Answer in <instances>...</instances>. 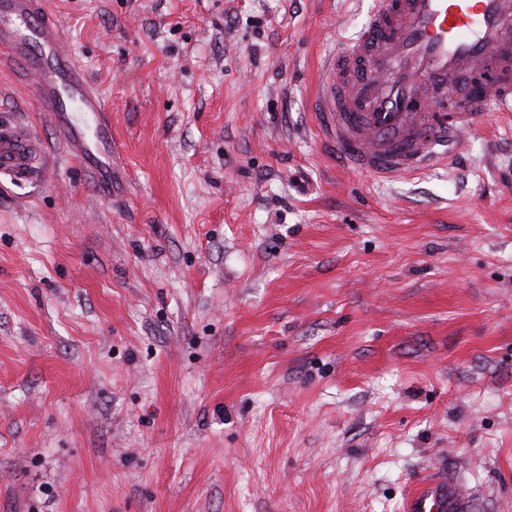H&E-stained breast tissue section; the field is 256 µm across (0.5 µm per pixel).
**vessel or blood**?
<instances>
[{
    "label": "vessel or blood",
    "instance_id": "vessel-or-blood-1",
    "mask_svg": "<svg viewBox=\"0 0 512 512\" xmlns=\"http://www.w3.org/2000/svg\"><path fill=\"white\" fill-rule=\"evenodd\" d=\"M0 48L33 79L34 98L93 184L112 187L105 103L68 48L46 0H0ZM473 91L449 104L457 80ZM324 139L347 168L390 178L448 161L491 106L512 112V0H372L360 33L327 56L315 95ZM40 142L0 124V173L38 176ZM454 479L422 480L405 512H464Z\"/></svg>",
    "mask_w": 512,
    "mask_h": 512
}]
</instances>
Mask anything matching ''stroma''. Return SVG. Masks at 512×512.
<instances>
[{
	"mask_svg": "<svg viewBox=\"0 0 512 512\" xmlns=\"http://www.w3.org/2000/svg\"><path fill=\"white\" fill-rule=\"evenodd\" d=\"M104 195L0 50V512H512V112L375 178L314 115L364 0H48ZM41 153L40 142L20 121L0 124V173L15 180L38 177L34 159ZM465 494L454 479L434 475L422 480L406 503V512H464Z\"/></svg>",
	"mask_w": 512,
	"mask_h": 512,
	"instance_id": "1",
	"label": "stroma"
}]
</instances>
